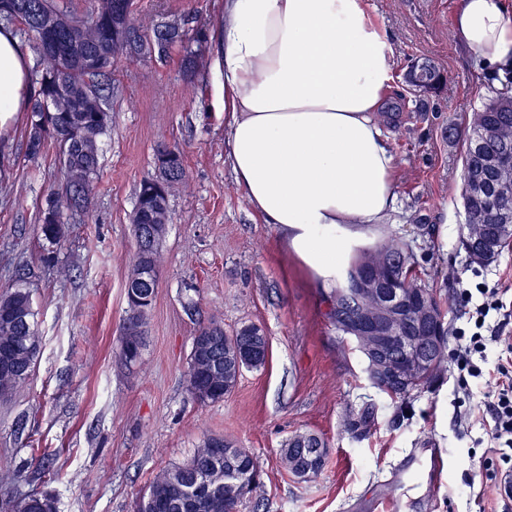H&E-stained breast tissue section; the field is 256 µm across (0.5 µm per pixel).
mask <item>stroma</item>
I'll return each instance as SVG.
<instances>
[{
	"label": "stroma",
	"mask_w": 512,
	"mask_h": 512,
	"mask_svg": "<svg viewBox=\"0 0 512 512\" xmlns=\"http://www.w3.org/2000/svg\"><path fill=\"white\" fill-rule=\"evenodd\" d=\"M363 5L390 35L395 63L383 130L397 204L386 230L406 243L452 329L463 322L461 288L481 282L512 302V246L480 265L460 242L462 148L451 129L491 96L492 82L452 36L459 0ZM223 15L224 0H137V21L175 22L200 39L196 75L187 78L175 47L117 61L96 188L86 207L69 212L58 245L42 239L39 224L48 192L63 185L58 147L27 156L25 111L0 132L9 181L0 193V294L29 291L40 337L31 380L0 403V508L48 493L58 512H134L154 478L219 435L249 449L261 471L241 512H379L384 498L403 499L410 512H480L484 487L466 479L483 473L488 435L478 424L460 428L457 414L465 401H482L484 386L465 394L449 367L402 401L371 385L354 343L328 318L322 288L282 251L236 183L224 80L212 65ZM424 59L445 76L429 96L407 81L410 65ZM163 142L182 149L187 181L168 199L158 287L140 361L129 368L119 344L136 252L132 216L142 181L159 173ZM51 249L54 266L44 260ZM208 319L228 331L263 327L270 351L223 401L204 406L187 390L186 368L198 323ZM365 409L370 425L348 430L349 416ZM299 432L320 435L329 451L323 471L306 481L280 463L283 444ZM429 440L446 451V482H391V469Z\"/></svg>",
	"instance_id": "35a3bbf8"
}]
</instances>
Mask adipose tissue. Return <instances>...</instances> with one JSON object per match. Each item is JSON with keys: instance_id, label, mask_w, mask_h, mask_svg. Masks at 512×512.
<instances>
[{"instance_id": "1", "label": "adipose tissue", "mask_w": 512, "mask_h": 512, "mask_svg": "<svg viewBox=\"0 0 512 512\" xmlns=\"http://www.w3.org/2000/svg\"><path fill=\"white\" fill-rule=\"evenodd\" d=\"M460 50L512 72V0H462ZM228 158L249 207L322 287L376 244L396 206L381 128L394 73L389 36L362 0H224L221 51ZM29 95L27 57L0 29V131Z\"/></svg>"}]
</instances>
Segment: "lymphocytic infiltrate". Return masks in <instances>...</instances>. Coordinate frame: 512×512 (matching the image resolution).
I'll return each mask as SVG.
<instances>
[{
	"label": "lymphocytic infiltrate",
	"instance_id": "obj_1",
	"mask_svg": "<svg viewBox=\"0 0 512 512\" xmlns=\"http://www.w3.org/2000/svg\"><path fill=\"white\" fill-rule=\"evenodd\" d=\"M480 303H473L470 290H462L464 302L473 303L469 312L472 330L456 329L451 359L457 370V384L468 389L471 380H483L487 390L480 410L466 409L465 417L480 414L491 441L486 453L498 457L499 467L488 473V480L501 485L512 478V305L504 303L499 289L484 288ZM500 348L498 364L493 373L481 367L488 346Z\"/></svg>",
	"mask_w": 512,
	"mask_h": 512
}]
</instances>
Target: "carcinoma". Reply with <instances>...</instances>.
Listing matches in <instances>:
<instances>
[{
    "instance_id": "cac0c4a2",
    "label": "carcinoma",
    "mask_w": 512,
    "mask_h": 512,
    "mask_svg": "<svg viewBox=\"0 0 512 512\" xmlns=\"http://www.w3.org/2000/svg\"><path fill=\"white\" fill-rule=\"evenodd\" d=\"M32 0H0V27L20 24L22 31L34 36V78L30 94L28 112L30 125L27 136V155L37 157L49 141L57 143L61 149L60 163L64 175V187L50 190L46 207L41 211L40 230L44 239L52 245L60 242L67 212L83 207L94 190V179L99 167V146L103 135L110 127L112 116L108 112L103 95L102 80L112 73L115 59V39L112 36L113 12L121 0H94L93 7L86 13L71 9L68 0H45L47 11L34 13L27 8ZM77 17L82 21L83 30L70 32L63 27L53 29L47 26L45 17ZM127 37L137 45V55L147 56L155 51L163 53L180 43L185 52L186 72L193 74L198 54L191 44L184 43L183 33L175 32L168 37L165 26L151 29L124 20ZM443 74L429 63L416 66L411 85L423 93L435 91L443 82ZM66 89L72 98V108L68 112L48 115L44 105L58 93ZM501 119L512 121V91L505 89L496 92L488 102L475 108L469 120L468 135L462 148L463 169L474 172H487L486 161L499 150L493 141L483 140L478 129L487 122ZM157 152L170 155L169 168H160L159 177L145 180L140 185L137 206L133 215L135 238H140L149 225L157 218H170L168 196L185 180L186 171L183 156L175 145L161 143ZM470 209L481 216L487 224L502 223L503 206L487 198H473ZM163 234L154 235L148 250L136 252L134 269L148 267L158 273L157 246ZM370 253L379 261L388 263L396 276L394 287L407 293L417 294L422 288L414 269V257L407 245L396 235L384 236ZM35 313L29 292L24 288H14L0 295V343L6 340H24L35 334ZM263 328L256 324L243 325L228 333L224 325L216 320L199 324L196 332L203 336L216 337L226 357L235 356L241 351V344L250 336H257ZM447 329H442L440 357L431 371L422 378L403 388L384 387L382 391L394 399H405L413 391L431 383L443 370L447 358ZM188 391L196 395L203 385H211L216 397L200 399L198 403L207 405L224 400L238 381L237 372L226 370L224 380L215 381L202 365L195 353H190L186 374ZM325 441L314 433H300L288 440L280 450L284 467L297 478H302L296 464L299 448H313ZM211 476L209 462L205 454L196 452L186 463L174 466L154 479L146 489L153 500H162L167 512H177L175 503L179 499L178 487H189L196 481Z\"/></svg>"
}]
</instances>
